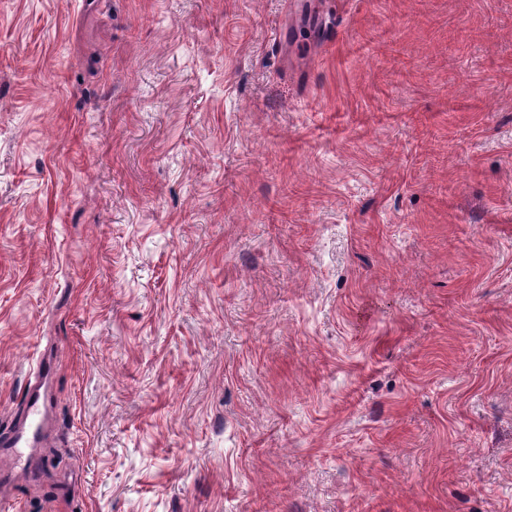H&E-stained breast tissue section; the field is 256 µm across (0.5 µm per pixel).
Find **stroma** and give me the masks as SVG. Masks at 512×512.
I'll return each mask as SVG.
<instances>
[{
  "label": "stroma",
  "mask_w": 512,
  "mask_h": 512,
  "mask_svg": "<svg viewBox=\"0 0 512 512\" xmlns=\"http://www.w3.org/2000/svg\"><path fill=\"white\" fill-rule=\"evenodd\" d=\"M44 359L11 512H512V0H0Z\"/></svg>",
  "instance_id": "35a3bbf8"
}]
</instances>
